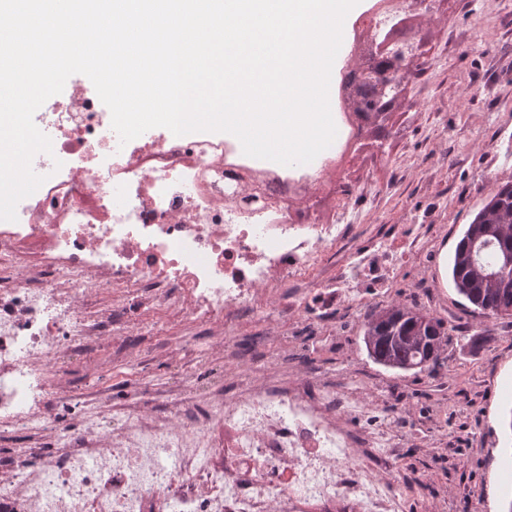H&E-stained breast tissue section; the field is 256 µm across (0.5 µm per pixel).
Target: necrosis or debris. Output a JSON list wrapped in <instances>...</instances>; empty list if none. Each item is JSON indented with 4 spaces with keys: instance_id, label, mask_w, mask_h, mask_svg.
<instances>
[{
    "instance_id": "4bbe7bcc",
    "label": "necrosis or debris",
    "mask_w": 512,
    "mask_h": 512,
    "mask_svg": "<svg viewBox=\"0 0 512 512\" xmlns=\"http://www.w3.org/2000/svg\"><path fill=\"white\" fill-rule=\"evenodd\" d=\"M44 183L0 221V512H405L383 471L408 442L308 356L345 306L382 299L423 240L305 224L308 177L254 163L227 133L120 143L83 84L34 114ZM183 330L158 393H90L62 419L67 364L148 359L147 315Z\"/></svg>"
}]
</instances>
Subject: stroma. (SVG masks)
Segmentation results:
<instances>
[{"label":"stroma","mask_w":512,"mask_h":512,"mask_svg":"<svg viewBox=\"0 0 512 512\" xmlns=\"http://www.w3.org/2000/svg\"><path fill=\"white\" fill-rule=\"evenodd\" d=\"M404 34L413 56L400 92L352 147L335 188L314 196L306 218L349 206L362 236L390 224H433L427 247L403 267L391 303L441 319L450 341L432 370L396 371L368 358L363 325L383 303L346 308L342 345L316 350L367 402L400 405L409 441L390 475L407 512H506L512 503V316L475 311L457 294L449 263L458 240L500 182L512 177V0H411ZM356 189L346 198L344 189ZM427 276L433 292L405 285ZM136 366L115 360L95 376L73 374L77 392L123 389Z\"/></svg>","instance_id":"stroma-1"}]
</instances>
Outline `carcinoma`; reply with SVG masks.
<instances>
[{
    "mask_svg": "<svg viewBox=\"0 0 512 512\" xmlns=\"http://www.w3.org/2000/svg\"><path fill=\"white\" fill-rule=\"evenodd\" d=\"M373 80L351 86L353 113L367 122L399 92V65L391 54H374ZM512 246V179L501 182L468 225L451 261L457 292L489 316L512 315V276L494 278L488 266ZM363 343L375 363L392 370H424L447 343L443 322L405 306L382 309L363 326Z\"/></svg>",
    "mask_w": 512,
    "mask_h": 512,
    "instance_id": "obj_1",
    "label": "carcinoma"
}]
</instances>
